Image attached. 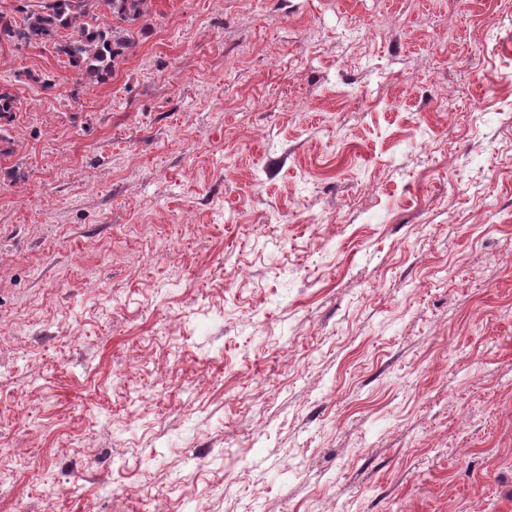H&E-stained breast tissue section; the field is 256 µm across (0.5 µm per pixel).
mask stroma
<instances>
[{
    "label": "stroma",
    "instance_id": "stroma-1",
    "mask_svg": "<svg viewBox=\"0 0 512 512\" xmlns=\"http://www.w3.org/2000/svg\"><path fill=\"white\" fill-rule=\"evenodd\" d=\"M497 7L151 0L101 84L0 43V512H512Z\"/></svg>",
    "mask_w": 512,
    "mask_h": 512
}]
</instances>
